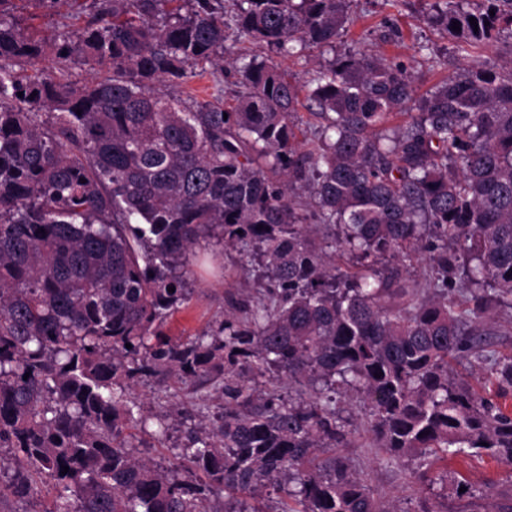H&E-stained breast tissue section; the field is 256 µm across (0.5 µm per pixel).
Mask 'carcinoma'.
<instances>
[{"label": "carcinoma", "mask_w": 512, "mask_h": 512, "mask_svg": "<svg viewBox=\"0 0 512 512\" xmlns=\"http://www.w3.org/2000/svg\"><path fill=\"white\" fill-rule=\"evenodd\" d=\"M349 4L93 0L46 41L0 0L12 498L49 480L44 512H208L217 487L223 512H266L273 492L280 512H392L341 453L361 431L423 486L450 455L512 465V355L488 340L491 311L512 308V65L487 58L421 93L404 64L353 48L304 86L253 56L226 71L243 88L230 105L161 90L224 65L229 30L281 57L332 49ZM423 20L462 54L512 38V0H434ZM211 241L240 254L257 295L226 292L222 319L174 341L162 326ZM421 260L423 289L407 278ZM462 361L493 389L456 374ZM166 375L219 403L163 466L138 455L129 395Z\"/></svg>", "instance_id": "carcinoma-1"}]
</instances>
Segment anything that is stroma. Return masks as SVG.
Listing matches in <instances>:
<instances>
[{"label":"stroma","instance_id":"1","mask_svg":"<svg viewBox=\"0 0 512 512\" xmlns=\"http://www.w3.org/2000/svg\"><path fill=\"white\" fill-rule=\"evenodd\" d=\"M420 10V0H352L351 22L337 40L336 49L340 52L349 48L384 52L407 66L423 90L454 75L461 65H478L484 55L495 56L504 62L512 60L511 39L498 42L489 50H474L469 56L460 57L451 52L449 38L423 23ZM15 14L23 24L47 35L82 26L86 20L79 4L62 7L59 13L50 15L34 8L30 0H16ZM425 44L430 50L448 49L447 66H432L428 52L421 50ZM239 266L236 251L219 245L198 248L191 259L194 291L188 303L168 318L164 330L169 337L177 340L198 334L218 319L224 308L225 290L246 285L239 275ZM131 398L136 404L135 415L146 419L145 428L134 431L137 441L143 444L141 455L163 465L174 462L178 449L185 442V428L179 421L169 419L166 437L157 438L158 418L167 417L175 403L183 404L194 413L216 406L215 401H202L193 386L172 377L163 380L151 378L140 383L134 388ZM344 454L365 478L374 495L392 502L398 512H411L416 499L423 495V486L413 478L406 463L378 459L371 448H348ZM433 470L448 476L436 499L439 512H486L489 501L481 497L480 492L490 483L502 493L512 492V465L487 456L452 457L448 462L435 463ZM460 481L477 490V497L458 499L455 485Z\"/></svg>","mask_w":512,"mask_h":512}]
</instances>
